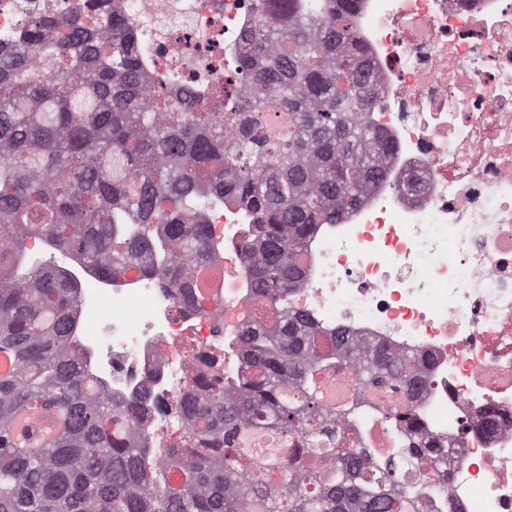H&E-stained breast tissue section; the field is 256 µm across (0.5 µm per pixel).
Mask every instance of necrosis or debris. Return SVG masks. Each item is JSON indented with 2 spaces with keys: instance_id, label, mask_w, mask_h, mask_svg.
Instances as JSON below:
<instances>
[{
  "instance_id": "1",
  "label": "necrosis or debris",
  "mask_w": 512,
  "mask_h": 512,
  "mask_svg": "<svg viewBox=\"0 0 512 512\" xmlns=\"http://www.w3.org/2000/svg\"><path fill=\"white\" fill-rule=\"evenodd\" d=\"M266 0H0V47L46 18L54 39L75 21L118 16L139 38L141 66L216 105L238 69L242 37L266 16ZM377 94L367 120L394 150L343 218L317 227L301 252L304 286L289 307L328 331L427 354L417 409L424 434L465 466L408 471L429 512H512V0H356L350 14ZM209 230V261L224 274L223 316L179 308L158 280L132 270L98 278L78 260L80 318L102 296L146 300L136 322L120 311L94 337L73 334L86 374L114 397H145L142 447L181 433L178 408L193 381L236 372L238 337L253 320L252 267L241 246L251 215L233 200L194 197ZM195 340L189 354L177 348ZM499 425L480 426L486 407ZM350 446L396 448L403 433L376 416L351 422Z\"/></svg>"
}]
</instances>
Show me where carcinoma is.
Wrapping results in <instances>:
<instances>
[{"instance_id":"obj_1","label":"carcinoma","mask_w":512,"mask_h":512,"mask_svg":"<svg viewBox=\"0 0 512 512\" xmlns=\"http://www.w3.org/2000/svg\"><path fill=\"white\" fill-rule=\"evenodd\" d=\"M270 2L264 30L242 40L226 112L146 85L118 17L56 42L37 18L0 49V353L12 359L0 374V512H419L404 470L442 455L415 434L425 359L342 331L327 346L288 310L303 241L344 215L394 146L362 119L368 68L337 50L356 45L350 10L327 0L315 24L297 0ZM204 189L254 216L243 251L261 313L239 336L240 374L197 381L180 401V441L146 467V404L90 383L72 335L77 287L58 265H26L27 240L106 279L139 260L174 303L200 307L208 228L188 201ZM346 371L371 411L412 434L406 447L342 446L347 407L318 377ZM258 431L288 452L247 454Z\"/></svg>"}]
</instances>
